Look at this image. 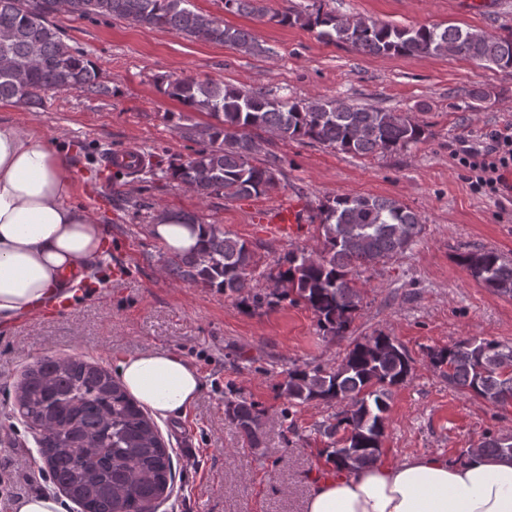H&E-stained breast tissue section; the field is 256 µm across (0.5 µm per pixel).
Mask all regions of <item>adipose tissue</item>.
<instances>
[{
	"label": "adipose tissue",
	"mask_w": 512,
	"mask_h": 512,
	"mask_svg": "<svg viewBox=\"0 0 512 512\" xmlns=\"http://www.w3.org/2000/svg\"><path fill=\"white\" fill-rule=\"evenodd\" d=\"M74 191L58 142L0 123V323L32 311L65 273L105 257V228L73 203ZM204 231L164 210L152 226L177 252L195 248ZM119 378L162 417L190 407L201 390L187 360L154 347L123 358ZM305 512H512V460L473 449L457 462L420 453L338 469L314 483Z\"/></svg>",
	"instance_id": "ef3b65f1"
}]
</instances>
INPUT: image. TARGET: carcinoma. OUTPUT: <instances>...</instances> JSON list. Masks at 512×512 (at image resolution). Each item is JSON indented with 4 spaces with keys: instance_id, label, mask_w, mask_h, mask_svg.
Segmentation results:
<instances>
[{
    "instance_id": "carcinoma-1",
    "label": "carcinoma",
    "mask_w": 512,
    "mask_h": 512,
    "mask_svg": "<svg viewBox=\"0 0 512 512\" xmlns=\"http://www.w3.org/2000/svg\"><path fill=\"white\" fill-rule=\"evenodd\" d=\"M266 0H224L227 12L259 22L301 25L320 38L377 56H458L488 67L512 69V39L464 31L457 26L398 28L345 17L318 8L272 10ZM75 18H111L184 37L204 38L250 54L267 49L248 30L228 27L191 8L190 0H69ZM59 0H0V101L35 105L52 90L101 92L98 72L86 55L69 45L48 18ZM164 93L215 122L198 132L199 148L167 171L202 198L223 194L243 199L266 194L278 181V166L253 163L250 128L281 140L305 139L344 153L368 156L418 143L424 127L410 116L334 100L274 99L261 91L228 88L209 80L170 77ZM316 218L323 238L316 254L305 250L276 260L281 295L303 303L319 326L334 336L348 329L361 294L353 272L405 253L423 231L420 218L399 201L342 194L326 199ZM471 276L499 295L512 297V262L485 249L460 255ZM179 281L242 292L255 272L247 243L214 225L197 249L166 257ZM447 367L448 384L495 406L512 404V345L465 337L430 353ZM411 359L380 332L349 349L334 370H288L280 384L291 406L311 401L345 405L323 425L336 439L327 459L337 469L375 464L381 455L388 400L404 383ZM14 410L35 434L47 476L80 512H151L171 492L173 461L153 418L107 368L72 358H43L27 367L14 394ZM224 414L250 448L263 445L262 411L246 400H229ZM478 447L512 458V435H484Z\"/></svg>"
}]
</instances>
